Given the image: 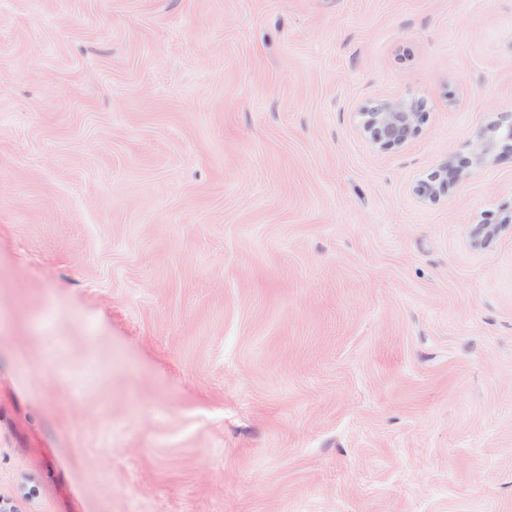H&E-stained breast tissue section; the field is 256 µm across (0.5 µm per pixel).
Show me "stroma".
Returning <instances> with one entry per match:
<instances>
[{"label":"stroma","instance_id":"1","mask_svg":"<svg viewBox=\"0 0 512 512\" xmlns=\"http://www.w3.org/2000/svg\"><path fill=\"white\" fill-rule=\"evenodd\" d=\"M503 113L512 0H0V499L512 512ZM361 126L384 150H397L420 132L422 112L415 103L394 99L377 105H365L358 112ZM512 142V116L510 123L504 120L488 124L473 147V158L476 165L484 163L495 151L500 142ZM448 174L453 180H457L461 178L463 169L455 166L452 161H447L431 174L428 182L421 183L417 187L418 195L425 200L435 201L441 191L448 186Z\"/></svg>","mask_w":512,"mask_h":512}]
</instances>
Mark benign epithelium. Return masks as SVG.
I'll list each match as a JSON object with an SVG mask.
<instances>
[{
    "instance_id": "1",
    "label": "benign epithelium",
    "mask_w": 512,
    "mask_h": 512,
    "mask_svg": "<svg viewBox=\"0 0 512 512\" xmlns=\"http://www.w3.org/2000/svg\"><path fill=\"white\" fill-rule=\"evenodd\" d=\"M361 126L372 140L384 150H397L420 132L422 112L415 103L394 99L377 105H365L359 112ZM512 142V122L503 120L488 124L473 147V158L477 165L484 163L499 143ZM463 169L448 161L433 172L429 181L417 187V193L425 200L434 201L448 186V179L461 178Z\"/></svg>"
}]
</instances>
